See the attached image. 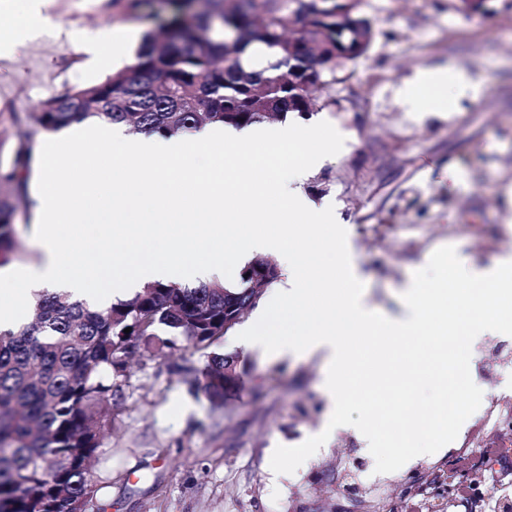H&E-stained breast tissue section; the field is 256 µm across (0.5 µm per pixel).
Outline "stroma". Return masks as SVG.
Here are the masks:
<instances>
[{
  "label": "stroma",
  "mask_w": 512,
  "mask_h": 512,
  "mask_svg": "<svg viewBox=\"0 0 512 512\" xmlns=\"http://www.w3.org/2000/svg\"><path fill=\"white\" fill-rule=\"evenodd\" d=\"M358 11L374 27L368 54L326 74L313 93L312 120L331 123L344 146L306 190L336 205L370 304L394 313L399 289L439 247L454 246L464 266L479 267L494 241L512 239L504 221L512 214V0H487L470 15L459 0H359ZM50 14L24 54L0 58V126L124 68L92 56L88 44L116 33L137 43L151 26L142 11L107 0H53ZM437 66L473 85L456 111L403 107L398 88ZM235 338L228 333L208 351L181 340L131 349L102 427L90 512H417L422 500L428 512H471L445 485L461 464V436L404 471L378 474L352 428L340 426L294 473H274V449L300 445L321 424L320 360L241 356L242 396L215 409L190 380L209 351L234 349ZM481 363L482 391L512 379V336L484 347Z\"/></svg>",
  "instance_id": "35a3bbf8"
}]
</instances>
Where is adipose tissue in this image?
I'll return each instance as SVG.
<instances>
[{"mask_svg":"<svg viewBox=\"0 0 512 512\" xmlns=\"http://www.w3.org/2000/svg\"><path fill=\"white\" fill-rule=\"evenodd\" d=\"M53 0H24V11L28 18L26 24L16 26L10 38L0 41V55L14 56L27 49L39 31L35 21L44 19ZM467 79L456 73L423 70L416 74L413 81L402 85L398 90L400 100L410 108L424 106L427 112L447 111L455 100L465 93Z\"/></svg>","mask_w":512,"mask_h":512,"instance_id":"adipose-tissue-1","label":"adipose tissue"}]
</instances>
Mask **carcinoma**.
Here are the masks:
<instances>
[{"instance_id": "carcinoma-1", "label": "carcinoma", "mask_w": 512, "mask_h": 512, "mask_svg": "<svg viewBox=\"0 0 512 512\" xmlns=\"http://www.w3.org/2000/svg\"><path fill=\"white\" fill-rule=\"evenodd\" d=\"M172 7L144 33L131 63L90 86L67 87L26 116L27 131L0 128V267L13 251L19 212L33 217L30 179L42 131L85 119L124 124L136 133L189 134L212 123L236 127L293 115L307 118L311 98L288 85L280 67L295 63L320 76L355 63L373 36L358 0H326L323 16L303 13V0H167ZM271 51L262 71L243 57L253 46ZM254 263L233 287L148 283L105 308L64 293L36 294L30 318L0 329V512H71L99 492L87 467L119 391L112 376L136 336H175L206 348L224 336V305L254 295ZM131 328L126 333L124 329ZM237 351L213 352L194 377L195 391L215 408L240 397L224 387V369L238 370Z\"/></svg>"}]
</instances>
